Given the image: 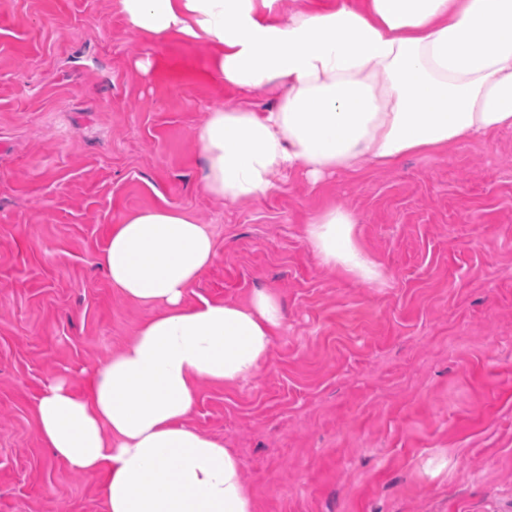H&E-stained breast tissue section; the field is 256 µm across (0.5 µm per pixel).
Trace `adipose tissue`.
Returning a JSON list of instances; mask_svg holds the SVG:
<instances>
[{
	"label": "adipose tissue",
	"instance_id": "adipose-tissue-1",
	"mask_svg": "<svg viewBox=\"0 0 512 512\" xmlns=\"http://www.w3.org/2000/svg\"><path fill=\"white\" fill-rule=\"evenodd\" d=\"M276 0H121L138 33L214 46V76L243 94L275 93L267 112L233 102L197 137L207 192L237 202L274 174L319 182L362 161L393 167L512 129V0H336L279 15ZM339 208L313 216L312 251L368 282L378 264ZM217 253L204 224L152 208L113 225L102 263L127 300L159 307L79 393L49 383L37 433L72 469L103 476L107 512H256L240 461L187 423L201 382L255 377L285 322L279 298L186 296Z\"/></svg>",
	"mask_w": 512,
	"mask_h": 512
}]
</instances>
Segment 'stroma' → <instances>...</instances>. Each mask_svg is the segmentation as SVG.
<instances>
[{
  "label": "stroma",
  "mask_w": 512,
  "mask_h": 512,
  "mask_svg": "<svg viewBox=\"0 0 512 512\" xmlns=\"http://www.w3.org/2000/svg\"><path fill=\"white\" fill-rule=\"evenodd\" d=\"M213 56L134 32L120 0H0V512H106L33 406L59 375L84 390L79 370L152 316L101 256L113 224L157 207L217 244L188 303L266 289L285 310L257 376L202 382L188 417L238 456L257 512H512V129L230 202L201 187L197 131L239 98ZM331 206L381 282L309 248Z\"/></svg>",
  "instance_id": "35a3bbf8"
}]
</instances>
